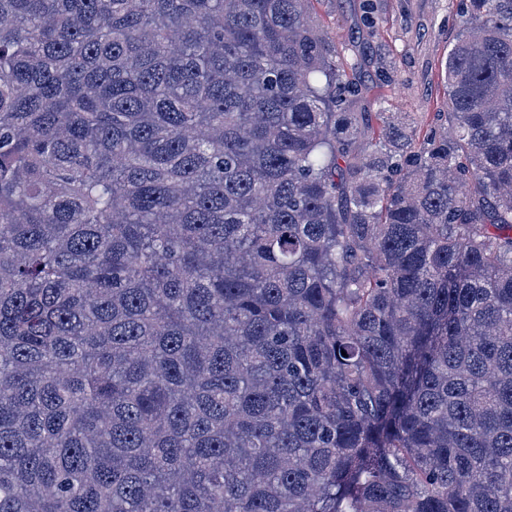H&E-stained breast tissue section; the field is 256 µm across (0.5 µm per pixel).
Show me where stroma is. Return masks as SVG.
I'll return each mask as SVG.
<instances>
[{
    "label": "stroma",
    "instance_id": "1",
    "mask_svg": "<svg viewBox=\"0 0 512 512\" xmlns=\"http://www.w3.org/2000/svg\"><path fill=\"white\" fill-rule=\"evenodd\" d=\"M324 32L368 87L357 109L371 125L379 113L426 131L446 111L445 62L455 37L456 0H375L376 26L363 21V0H313Z\"/></svg>",
    "mask_w": 512,
    "mask_h": 512
}]
</instances>
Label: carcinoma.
Segmentation results:
<instances>
[{"label":"carcinoma","instance_id":"obj_1","mask_svg":"<svg viewBox=\"0 0 512 512\" xmlns=\"http://www.w3.org/2000/svg\"><path fill=\"white\" fill-rule=\"evenodd\" d=\"M311 0H0V512H512V0L412 145Z\"/></svg>","mask_w":512,"mask_h":512}]
</instances>
